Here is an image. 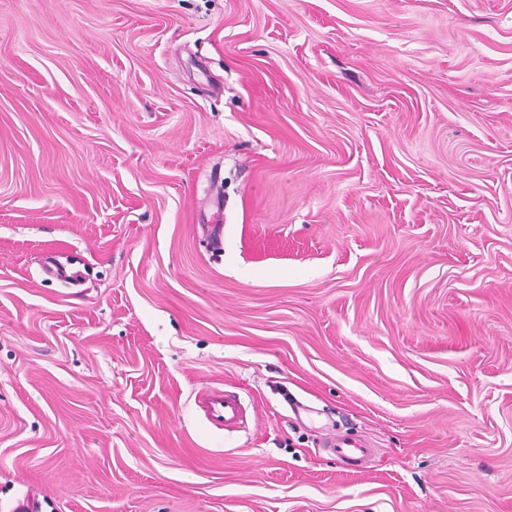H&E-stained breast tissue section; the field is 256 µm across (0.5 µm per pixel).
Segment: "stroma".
<instances>
[{
  "label": "stroma",
  "mask_w": 512,
  "mask_h": 512,
  "mask_svg": "<svg viewBox=\"0 0 512 512\" xmlns=\"http://www.w3.org/2000/svg\"><path fill=\"white\" fill-rule=\"evenodd\" d=\"M29 492L512 512V0H0V512ZM198 404L207 421L216 429L235 431L244 423L245 409L235 392L204 388L198 393ZM323 446L340 462L362 469H365L363 462L371 451L366 441L350 438L346 434H337L325 441Z\"/></svg>",
  "instance_id": "35a3bbf8"
}]
</instances>
